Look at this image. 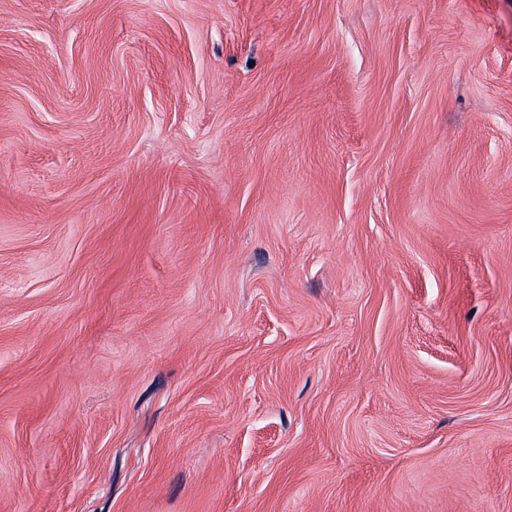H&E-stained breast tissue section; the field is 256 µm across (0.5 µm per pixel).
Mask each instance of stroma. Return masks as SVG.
<instances>
[{
	"mask_svg": "<svg viewBox=\"0 0 512 512\" xmlns=\"http://www.w3.org/2000/svg\"><path fill=\"white\" fill-rule=\"evenodd\" d=\"M0 512H512V0H0Z\"/></svg>",
	"mask_w": 512,
	"mask_h": 512,
	"instance_id": "obj_1",
	"label": "stroma"
}]
</instances>
